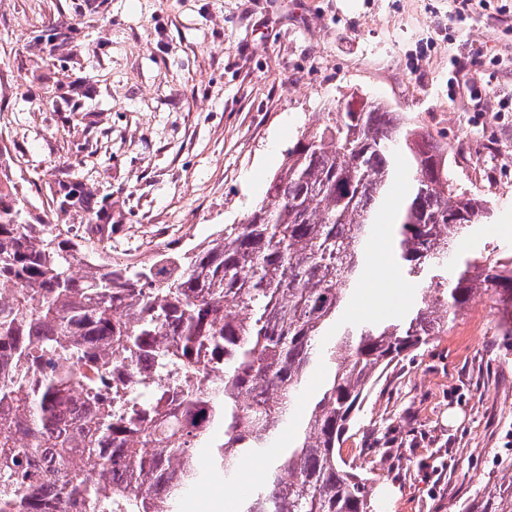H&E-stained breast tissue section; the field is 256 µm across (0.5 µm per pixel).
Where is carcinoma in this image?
Segmentation results:
<instances>
[{
    "label": "carcinoma",
    "instance_id": "carcinoma-1",
    "mask_svg": "<svg viewBox=\"0 0 512 512\" xmlns=\"http://www.w3.org/2000/svg\"><path fill=\"white\" fill-rule=\"evenodd\" d=\"M401 152L392 224L417 300L402 318L352 322ZM485 208L428 132L374 101L321 113L244 222L151 264L34 221L0 168V512H175L200 483V450L233 475L320 362L327 382L241 512H373L370 478L341 454L368 390L473 295L512 308V256L446 263ZM448 512H512V462Z\"/></svg>",
    "mask_w": 512,
    "mask_h": 512
}]
</instances>
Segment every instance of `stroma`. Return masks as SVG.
I'll return each instance as SVG.
<instances>
[{"instance_id": "stroma-1", "label": "stroma", "mask_w": 512, "mask_h": 512, "mask_svg": "<svg viewBox=\"0 0 512 512\" xmlns=\"http://www.w3.org/2000/svg\"><path fill=\"white\" fill-rule=\"evenodd\" d=\"M66 22V44L40 34ZM363 96L424 127L458 187L492 211L460 255L512 256V0H0V158L26 208L117 262L208 242L260 204L298 135ZM415 300L390 225L370 244L346 316ZM475 296L447 335L390 367L341 451L376 512H442L512 455V348ZM293 426L178 512H240Z\"/></svg>"}]
</instances>
